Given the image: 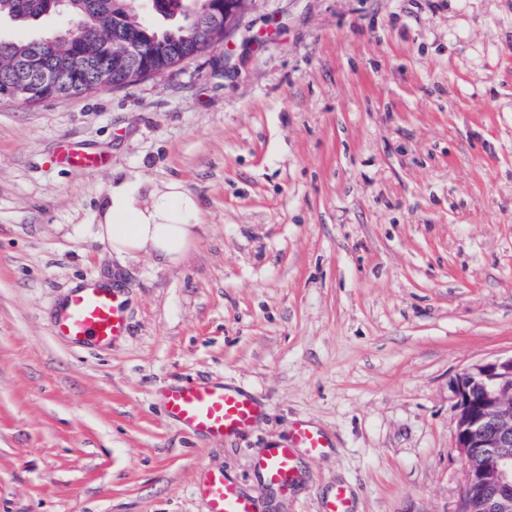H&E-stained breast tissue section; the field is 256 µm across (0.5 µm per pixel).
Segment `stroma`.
I'll list each match as a JSON object with an SVG mask.
<instances>
[{
    "instance_id": "35a3bbf8",
    "label": "stroma",
    "mask_w": 512,
    "mask_h": 512,
    "mask_svg": "<svg viewBox=\"0 0 512 512\" xmlns=\"http://www.w3.org/2000/svg\"><path fill=\"white\" fill-rule=\"evenodd\" d=\"M107 156L77 171L61 143ZM137 171L182 181L204 225L184 259H124L97 200ZM110 279L107 346L50 321ZM512 356V0H252L224 45L136 85L0 99V512H207L234 478L260 512H459L455 383ZM261 396L245 432L186 433L162 396ZM288 493L255 462L294 423ZM325 448H329V443L321 431L297 424L288 442L268 448L259 465L261 477L267 485L288 491L289 482L297 472V451L320 454ZM351 488L340 484L323 504V512H354Z\"/></svg>"
}]
</instances>
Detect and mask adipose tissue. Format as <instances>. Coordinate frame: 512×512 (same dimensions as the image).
I'll return each mask as SVG.
<instances>
[{"label":"adipose tissue","mask_w":512,"mask_h":512,"mask_svg":"<svg viewBox=\"0 0 512 512\" xmlns=\"http://www.w3.org/2000/svg\"><path fill=\"white\" fill-rule=\"evenodd\" d=\"M95 217L96 238L117 256L144 253L173 266L184 258L201 225L198 200L182 182L149 189L136 171L108 184Z\"/></svg>","instance_id":"ef3b65f1"}]
</instances>
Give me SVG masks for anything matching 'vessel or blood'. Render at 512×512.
<instances>
[{"mask_svg":"<svg viewBox=\"0 0 512 512\" xmlns=\"http://www.w3.org/2000/svg\"><path fill=\"white\" fill-rule=\"evenodd\" d=\"M59 161L80 170L96 169L99 154L66 143ZM53 332L75 345L105 346L127 331L125 306L116 290L89 284L72 292L55 311ZM167 415L185 430L221 438L250 428L262 415L264 403L255 393L218 382H192L170 387L163 395ZM326 436L305 424L296 425L288 442L269 448L259 468L263 481L288 490L298 467V451L318 454L328 448ZM207 512H257L256 501L221 473L209 474L201 487ZM349 486L340 484L322 507V512H353Z\"/></svg>","mask_w":512,"mask_h":512,"instance_id":"obj_1","label":"vessel or blood"}]
</instances>
